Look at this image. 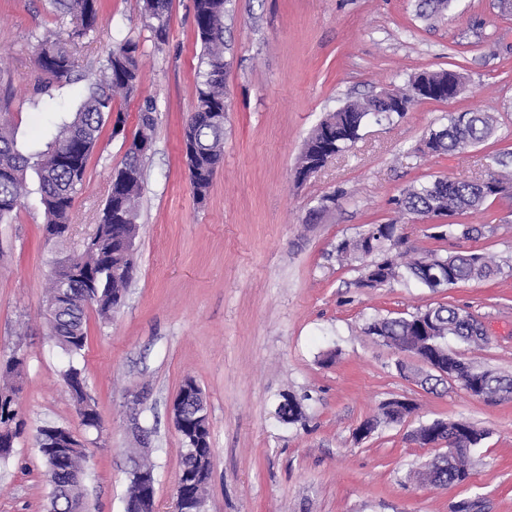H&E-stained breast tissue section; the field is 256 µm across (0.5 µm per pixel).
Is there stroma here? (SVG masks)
Listing matches in <instances>:
<instances>
[{
  "label": "stroma",
  "mask_w": 512,
  "mask_h": 512,
  "mask_svg": "<svg viewBox=\"0 0 512 512\" xmlns=\"http://www.w3.org/2000/svg\"><path fill=\"white\" fill-rule=\"evenodd\" d=\"M229 9L224 160L200 204L182 150L199 70L194 0H172L162 43L143 0H98L96 31L75 44L82 79L36 104V38L51 31L68 39L74 24L48 0H0V92L13 94L9 120L23 153L45 148L52 114L77 110L114 44L136 42L141 69L137 92L112 103L124 132L104 126L67 240L46 244L32 173L16 216L0 224V354L17 343L28 350L19 394L27 428L0 464V512H46L50 487L36 443L46 424L84 441L92 512H124L130 451L140 445L138 429L148 431L156 508L172 512L184 449L169 406L189 377L210 416L205 512H512V396L485 401L448 382L429 389L400 374L397 353L362 331L374 316L453 304L487 327L489 342L452 339L449 349L512 376V199L457 216L478 235L440 240L430 220L397 204L410 186L472 180L484 176L490 155L512 152V12L496 0H452L429 19L419 17L417 0H232ZM443 69L462 75L460 96L368 120L347 152L296 182L304 145L328 113ZM149 97L157 112L138 202L136 274L111 318L88 308L77 362L103 424L86 432L62 380L68 357L44 322L48 275L98 224ZM465 112L494 113V136L455 154L425 149L432 129ZM388 223L410 255L484 251L501 272L434 292L406 277L359 287L364 258L343 259L337 247ZM136 392L143 402L133 414ZM286 393L302 406L298 422L276 415ZM393 397L413 400L415 418L356 439ZM436 419L489 432L472 451L466 484L439 488L416 476L438 450L409 434Z\"/></svg>",
  "instance_id": "1"
}]
</instances>
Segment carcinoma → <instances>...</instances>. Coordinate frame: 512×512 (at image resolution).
Masks as SVG:
<instances>
[{"label": "carcinoma", "mask_w": 512, "mask_h": 512, "mask_svg": "<svg viewBox=\"0 0 512 512\" xmlns=\"http://www.w3.org/2000/svg\"><path fill=\"white\" fill-rule=\"evenodd\" d=\"M230 0H194L196 40L201 46L199 81L193 115L189 116L184 129V144L194 146V151L185 152L184 158L190 174L194 196L209 194L216 169L224 151V125L205 121L211 112L224 111V78L215 77L213 68L224 66V17L228 13ZM52 8L79 20L71 34L70 42H62L48 32L37 38V76L32 85V94L41 96L55 85L80 79V63L72 48L76 41L94 31L98 20L97 0H49ZM171 0H144L146 17L158 41H165ZM138 46L131 41L116 44L102 63L101 76L89 87L80 107L70 116L61 119L57 132L46 148L33 155H26L18 148L14 135L6 122L0 123V223L13 219L26 193V176L33 170L38 181V192L44 210V229L66 228L70 225L71 213L78 191L85 176L89 155L94 150L103 127L113 123L112 135L122 133L124 126L120 118L112 119V98L119 92L130 93L139 83ZM378 105L371 98L364 103H355L350 112L342 116V129L335 135L336 152L346 150L359 138L362 118L368 110ZM156 106L152 99L144 100L140 107L139 128L133 138L151 141ZM496 129V118L490 112H469L462 124L452 116L448 124L430 132L434 139L431 152L452 154L463 146H475L488 139ZM146 155L125 152L121 166L112 174L111 191L103 209L99 226L80 253L67 256L70 268L67 291L86 296L80 303L66 307L60 304L61 281L51 279L45 301L49 335L55 337L57 345L68 355L69 365L63 371V379L72 399L86 403L82 425L88 430L101 431L102 419L96 407L87 402L84 392L85 380L82 371L74 364L81 356L87 342L85 311L95 306L98 315L109 318L124 302L130 278L117 275L134 264L133 256L117 236L112 234L114 224H136L135 204L142 191V182L125 184L122 174L125 169L135 167L144 171ZM490 169L497 182L512 189V174L504 171L508 162L495 154L490 157ZM491 196L486 185L474 179L456 181L437 178L431 182L405 190L399 207L405 212L429 218L447 210L463 214L481 208ZM377 235L368 240L359 234L351 241H343L338 251L352 256L375 255L364 268L362 279L387 284L403 274H408L423 286L435 289V276L448 274V285L470 281H489L500 272V266L484 253L457 252L447 256L430 253L423 257L392 253L398 240L395 224L376 225ZM435 316L438 335L453 337L468 345L481 347L488 339L478 334L473 324L476 319L467 311L453 305L440 304L430 308ZM366 328H375L386 337L390 345L398 347L409 337L417 335L415 316L374 318ZM461 370H470L487 377L494 392H508L512 377L481 369L462 359ZM24 362L8 357L0 358V463L13 455L16 440L23 433L25 421L17 401L19 383ZM468 433L455 435V444L461 452L450 465L441 460L430 474V484L436 487L462 484L469 475L470 449L478 447L487 432L467 425ZM187 448L182 456L180 473L182 494L193 501L197 492L206 489L211 477L212 448L210 430L198 431L193 419L185 423L184 436ZM46 473H55L56 489L63 493L59 502H51L52 508L72 507L86 512L84 480L70 481L69 474L84 470L85 449L72 448L65 456H54L40 451Z\"/></svg>", "instance_id": "1"}]
</instances>
